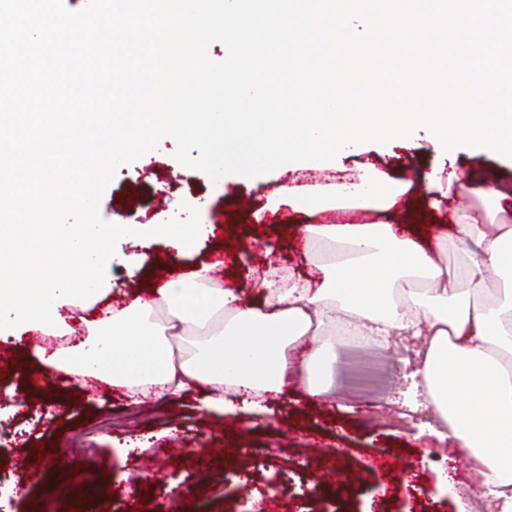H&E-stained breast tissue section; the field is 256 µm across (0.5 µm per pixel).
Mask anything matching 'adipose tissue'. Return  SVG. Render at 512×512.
I'll list each match as a JSON object with an SVG mask.
<instances>
[{
	"instance_id": "1",
	"label": "adipose tissue",
	"mask_w": 512,
	"mask_h": 512,
	"mask_svg": "<svg viewBox=\"0 0 512 512\" xmlns=\"http://www.w3.org/2000/svg\"><path fill=\"white\" fill-rule=\"evenodd\" d=\"M473 177L444 167L427 178L429 208L442 198H469ZM409 189L382 172L333 185L341 206L392 208ZM496 224L462 207L450 239L461 265L440 266L400 226L321 224L304 228L313 250L329 253L318 281H269L262 298L241 305L236 291L198 273L168 280L152 298L106 306L82 317L81 342L34 351L51 369L91 374L133 394L178 395L199 389L216 415L232 410L228 392L282 393L292 371L317 397L335 355L327 337L336 325L386 337L427 335L421 377L428 401L467 459L482 475L479 492L498 512H512V201L492 193ZM164 308L165 322L155 321ZM181 356H174L173 345Z\"/></svg>"
}]
</instances>
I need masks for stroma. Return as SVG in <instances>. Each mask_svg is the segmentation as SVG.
<instances>
[{
	"instance_id": "obj_1",
	"label": "stroma",
	"mask_w": 512,
	"mask_h": 512,
	"mask_svg": "<svg viewBox=\"0 0 512 512\" xmlns=\"http://www.w3.org/2000/svg\"><path fill=\"white\" fill-rule=\"evenodd\" d=\"M174 152L165 143L126 163L105 189L99 215L109 222L130 206L139 222L161 224L181 203L201 202L200 221L211 231L182 256L161 241L117 245V252L135 251L144 260L133 271L118 262L107 268V302L153 288L160 266L176 278L215 264L218 255L225 287L242 289L247 299L261 295L267 266L303 278L313 274L301 227L341 223L343 211H294L271 200L270 184H245L231 174L216 183L181 165ZM366 164L411 185L386 216L353 210L366 223L408 220L425 175L440 164L465 176L488 171L496 184L512 186L511 163L468 147L445 159L422 136L407 148L371 143L336 161L341 170ZM242 199L248 209H238ZM27 345L0 341V512H35V502L44 499L55 512H72L84 486L94 488L103 512H130L140 499L155 512H475L472 489L480 475L452 439L432 431V412L414 376L418 340L379 342L395 381L384 404L349 396L335 372L319 397L296 380L270 397L265 411L221 417L204 409L197 390L130 401L124 389L91 388L77 376L63 392L32 382L39 363L25 357ZM228 428L244 436L239 459L226 466L220 456ZM64 440L75 452L58 464L54 456ZM339 471L350 493L317 494L322 477Z\"/></svg>"
}]
</instances>
